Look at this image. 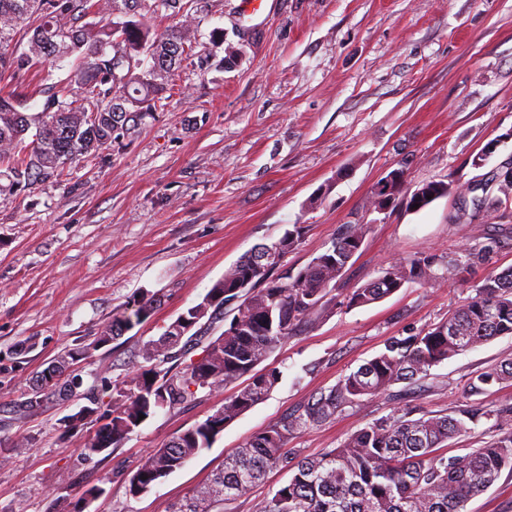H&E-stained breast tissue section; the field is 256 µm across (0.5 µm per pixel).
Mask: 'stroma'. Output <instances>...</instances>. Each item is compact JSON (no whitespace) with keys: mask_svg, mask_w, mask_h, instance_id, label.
Listing matches in <instances>:
<instances>
[{"mask_svg":"<svg viewBox=\"0 0 512 512\" xmlns=\"http://www.w3.org/2000/svg\"><path fill=\"white\" fill-rule=\"evenodd\" d=\"M191 55L164 106L122 144L63 175L0 193V512H49L55 498L85 512H166L192 495L225 456L334 386L393 336L446 319L490 270L512 267V243L457 283H409L351 307L347 296L389 262L452 256L470 235L461 214L495 232L512 224V197L495 181L512 165V0H266L241 20L238 0H194ZM494 153L473 160L487 143ZM404 172L407 187L453 179L469 193L419 210H380L377 182ZM307 228L282 267L305 265L344 224L370 230L331 292L328 310L267 359L282 380L238 417L211 448L149 492L131 496L142 459L219 408L225 390H202L160 410L110 453H82L97 423L64 433L62 420L87 393L112 395L143 365L144 343L202 300L256 245L292 225ZM155 293L154 315L99 347V328L118 306ZM80 349L81 385L66 399L18 419L37 372ZM512 357L500 336L434 367L421 385L363 398L288 442L312 458L407 403L417 413L512 404V384L474 396L476 371ZM28 440L16 453V439ZM103 491L85 500L88 486ZM465 512H512V470Z\"/></svg>","mask_w":512,"mask_h":512,"instance_id":"35a3bbf8","label":"stroma"}]
</instances>
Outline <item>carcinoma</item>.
I'll return each instance as SVG.
<instances>
[{
	"instance_id": "carcinoma-1",
	"label": "carcinoma",
	"mask_w": 512,
	"mask_h": 512,
	"mask_svg": "<svg viewBox=\"0 0 512 512\" xmlns=\"http://www.w3.org/2000/svg\"><path fill=\"white\" fill-rule=\"evenodd\" d=\"M189 17L184 0H0V75L72 66L73 85L66 91L43 84L45 96L34 111L31 98L0 95V179L8 188L59 176L73 162L135 132L141 120L162 107L163 91L191 49L187 27L163 32L149 18ZM28 30L27 50H10L17 30ZM390 202L403 198L407 207L423 208L459 186L450 180L429 181L403 193L402 174L392 172ZM368 224H349L331 248L306 265L282 274L285 256L301 244L304 226L293 225L277 240L261 244L224 272L203 300L183 312L196 321L187 341L171 327L146 342L145 361L161 360L168 368H138L126 388L111 397L86 396L87 410H100L106 422L98 434L104 450L121 445L143 421L163 408H173L201 389L236 387L224 404L205 420L174 436L138 465L129 492H148L156 483L211 447L224 427L264 400L279 384L281 372L259 368L295 330L313 323L325 310L331 283L359 252ZM502 247V235L473 225L470 238L452 257H409L391 262L382 274L351 292L348 303L365 306L397 292L406 283L430 284L439 279H465ZM475 296L435 327L407 337H393L384 351L340 378L302 408L284 416L248 440L224 460V466L189 498L167 512H224V505L246 495L273 469L292 476L259 512H464L465 504L487 490L504 468L512 467V404L496 408L471 405L457 416L399 409L352 433L337 447L316 458H288V439L331 420L365 397L385 394L402 382L426 378L429 371L497 336L512 335V268L490 272L472 285ZM158 299L139 295L114 312L99 328V347L149 319ZM224 325L205 347L206 363L185 361L187 343ZM78 350L55 361L56 377L18 406L19 414L42 406L41 392L66 396ZM512 380V360L477 371L468 381L471 394ZM492 420L502 433L481 447L448 457L439 448L467 432L469 425Z\"/></svg>"
}]
</instances>
